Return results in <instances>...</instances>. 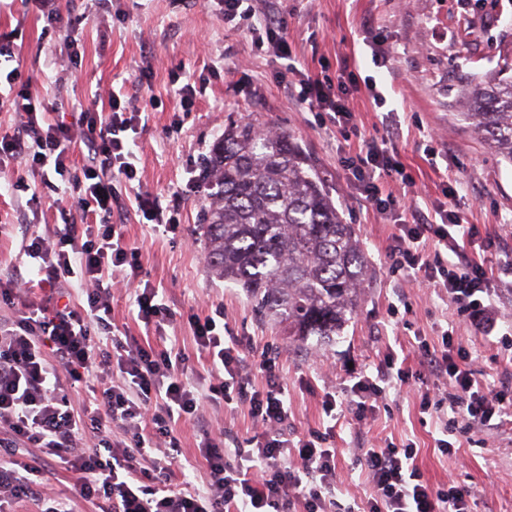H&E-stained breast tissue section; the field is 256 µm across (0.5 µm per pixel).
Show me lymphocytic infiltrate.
<instances>
[{
  "instance_id": "1",
  "label": "lymphocytic infiltrate",
  "mask_w": 512,
  "mask_h": 512,
  "mask_svg": "<svg viewBox=\"0 0 512 512\" xmlns=\"http://www.w3.org/2000/svg\"><path fill=\"white\" fill-rule=\"evenodd\" d=\"M227 20L249 17L252 33L281 59H289L288 36L283 24L256 14L253 0H217ZM0 99L24 113L13 132L0 135V163L15 161L38 175L43 190L76 196L70 212L53 239L31 235L26 254L38 260V284L60 293L70 279L89 283L84 301L52 307L23 305L17 317L0 323V510L24 499L49 500L46 512H72L71 498H47L37 466L20 464V456L40 449L55 466L76 476V496L98 503L101 512H223L235 505L239 512H331L327 503L336 484V455L332 446L341 412L333 394H325L322 427L302 436L288 437L291 415L288 389L278 364L262 357L261 387H253L245 370L239 341H225L224 326L213 316L193 317L194 339L211 359L214 379L210 399L225 404L245 403L250 415L267 431L252 447L227 453L222 438L204 435L198 445L209 484L206 492L167 490L172 467L181 454L171 436L174 420L196 417L201 397L183 377L185 358L121 337L110 319L114 273L136 280L137 318L145 329L162 331L173 314L162 292L139 283V264L128 247L120 225L111 223L112 205L121 189L135 180L133 135L140 115L131 111L128 98L112 95L105 118L83 109L70 120L48 122L50 106L34 97L18 70L5 76ZM298 96L338 130L352 127L350 92L344 85L303 76ZM81 142L86 161L82 172L68 176L73 142ZM350 184L364 200L395 227L387 246L390 270L418 280L430 288L446 289L463 321L484 335L497 330L486 286L487 254L497 238L482 234L478 225L464 223L455 212L439 210L437 219L401 211L393 194L383 193V180L409 183L402 164L376 140L349 159ZM67 176L66 185L54 176ZM452 334L442 331L439 345L421 344V363L445 378L447 398L423 393L421 412L450 406L453 417L438 439L443 454L455 451L451 434L467 432L471 424H490L512 415V391L488 387L475 376L465 358L450 350ZM412 374L388 353L375 374H362L350 388L346 413L356 420L372 415L388 389L407 384ZM94 386L91 405L74 410L64 382ZM125 437H111L113 426ZM96 434L94 447H85L88 434ZM414 444L387 443L364 449L360 465L368 473L374 493L363 507H337L333 512H468V492L448 484L432 488L417 466ZM296 465H289V458ZM264 470L254 482L251 466Z\"/></svg>"
}]
</instances>
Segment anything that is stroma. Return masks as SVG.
<instances>
[{
  "instance_id": "1",
  "label": "stroma",
  "mask_w": 512,
  "mask_h": 512,
  "mask_svg": "<svg viewBox=\"0 0 512 512\" xmlns=\"http://www.w3.org/2000/svg\"><path fill=\"white\" fill-rule=\"evenodd\" d=\"M258 8L284 20L297 73L287 72L285 60L256 50L246 22H226L204 0H189L185 7L175 0H70L84 47L81 78L73 84L64 32L28 0H0V35L18 31L15 65L34 95L68 105L94 91L100 112L108 111L111 94L131 97L143 124L134 147L140 188L155 197L160 211L180 219L177 233L153 231L129 190L111 218L138 250L141 280L163 289L175 314L164 335L145 330L134 312L132 288L117 276L112 323L139 343L184 353L185 375L203 396L202 418L172 426L182 451L171 480L177 489L186 481L207 487L198 450L204 431L223 430L229 449L246 447L264 431L246 405L207 399L210 361L194 341L191 316L222 308L225 327L249 360L276 359L288 384V429L299 436L321 422L324 393L345 400L355 376L373 372L391 350L404 352L411 368H418V342L437 344L441 326L455 323L456 305L448 294L389 270L385 247L392 226L351 188L343 166L364 140L385 139L413 179L409 186L385 181L383 192L429 216L447 204L465 223L499 235L512 249V163L464 119L469 105L461 94L471 78L512 62V0H260ZM303 73L363 81L350 98L358 134L344 136L321 125L316 112L300 103ZM187 82L196 95L185 111L177 89ZM242 118L288 133L305 148L331 186L344 223L360 232L372 282L331 346L306 354L294 350L277 326L254 316L242 289L207 266L198 222L208 190L196 177L225 126ZM27 176L21 164L0 169V280L14 281L23 299L39 304L45 294L32 285L36 262L25 254V241L34 233L52 237L75 202L45 194L38 206H29L27 193L11 189ZM451 184L457 193L449 198ZM453 345L467 352L469 367L483 382L497 386L512 376V352L474 329L456 328ZM441 384V378L422 373L390 390L366 420L340 419L334 438L340 503L371 497L372 483L357 457L361 449L390 440L415 444L416 463L431 485L452 480L469 490L470 512H512V436L478 426L456 454H441L436 440L442 423L419 408L421 392Z\"/></svg>"
}]
</instances>
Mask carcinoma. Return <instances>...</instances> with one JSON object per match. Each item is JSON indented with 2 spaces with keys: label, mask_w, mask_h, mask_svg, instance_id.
Segmentation results:
<instances>
[{
  "label": "carcinoma",
  "mask_w": 512,
  "mask_h": 512,
  "mask_svg": "<svg viewBox=\"0 0 512 512\" xmlns=\"http://www.w3.org/2000/svg\"><path fill=\"white\" fill-rule=\"evenodd\" d=\"M469 97L465 118L512 163V79L491 74ZM201 180L214 189L199 225L210 270L291 342H336L357 312L369 261L311 156L244 119L224 127Z\"/></svg>",
  "instance_id": "carcinoma-1"
}]
</instances>
